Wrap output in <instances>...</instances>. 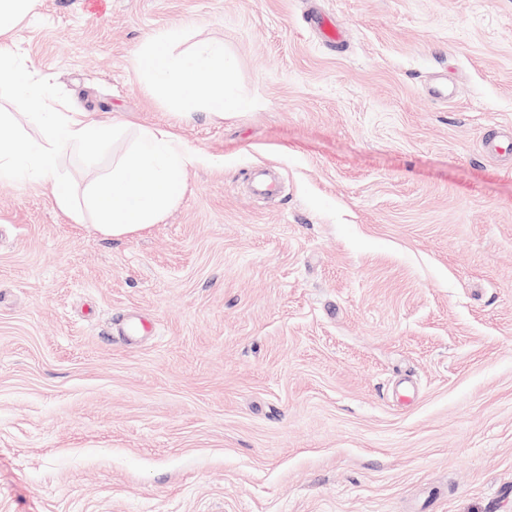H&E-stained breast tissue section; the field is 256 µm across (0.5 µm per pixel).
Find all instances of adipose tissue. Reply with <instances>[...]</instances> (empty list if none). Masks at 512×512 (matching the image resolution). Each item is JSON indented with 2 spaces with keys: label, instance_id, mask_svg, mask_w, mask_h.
I'll return each mask as SVG.
<instances>
[{
  "label": "adipose tissue",
  "instance_id": "obj_1",
  "mask_svg": "<svg viewBox=\"0 0 512 512\" xmlns=\"http://www.w3.org/2000/svg\"><path fill=\"white\" fill-rule=\"evenodd\" d=\"M36 6L37 0H0V75L13 89L12 112L40 125L38 137L22 139L10 131L9 114H0V181L46 188L58 210L74 223H92L100 234L138 235L178 205L189 169L204 158L176 132L146 128L83 196H76L64 166L68 153L89 143L108 145L118 126L61 110L47 88L32 81L7 36ZM180 39V30L170 29L142 51L147 86L186 110L200 106L219 120L244 110L246 104L235 92L236 65L223 44L206 42L181 55L174 51Z\"/></svg>",
  "mask_w": 512,
  "mask_h": 512
}]
</instances>
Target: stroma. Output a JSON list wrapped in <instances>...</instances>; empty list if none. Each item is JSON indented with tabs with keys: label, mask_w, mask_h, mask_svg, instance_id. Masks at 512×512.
Masks as SVG:
<instances>
[{
	"label": "stroma",
	"mask_w": 512,
	"mask_h": 512,
	"mask_svg": "<svg viewBox=\"0 0 512 512\" xmlns=\"http://www.w3.org/2000/svg\"><path fill=\"white\" fill-rule=\"evenodd\" d=\"M83 2L12 31L34 81L210 161L132 238L0 183V512H512V165L482 149L512 133V0ZM173 24L223 42L247 111L145 85ZM124 145L67 158L73 189ZM316 28L315 32L323 43L328 46L336 47L344 39V30L336 22L335 18L326 14H319L314 17Z\"/></svg>",
	"instance_id": "stroma-1"
}]
</instances>
